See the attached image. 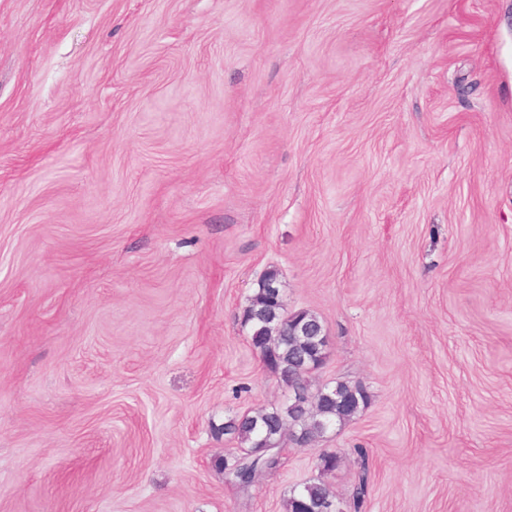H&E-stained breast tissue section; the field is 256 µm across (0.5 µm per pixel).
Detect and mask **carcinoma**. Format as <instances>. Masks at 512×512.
Here are the masks:
<instances>
[{
    "mask_svg": "<svg viewBox=\"0 0 512 512\" xmlns=\"http://www.w3.org/2000/svg\"><path fill=\"white\" fill-rule=\"evenodd\" d=\"M242 326L248 329L249 344L260 353L266 370L288 389L304 392L299 403L234 416L215 428L217 434L246 445L242 454L216 464L226 484L246 493L261 475L279 469L285 436L294 433L302 445L313 444L333 425L366 407L369 394L362 386L341 381L333 387H311L308 375L322 364L325 354L310 330L322 322L309 311L288 315L282 296L271 289L260 286L248 299ZM334 503L336 494L328 484L309 481L292 489L285 512H320Z\"/></svg>",
    "mask_w": 512,
    "mask_h": 512,
    "instance_id": "1",
    "label": "carcinoma"
}]
</instances>
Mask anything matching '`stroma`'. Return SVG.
<instances>
[{
  "label": "stroma",
  "mask_w": 512,
  "mask_h": 512,
  "mask_svg": "<svg viewBox=\"0 0 512 512\" xmlns=\"http://www.w3.org/2000/svg\"><path fill=\"white\" fill-rule=\"evenodd\" d=\"M270 269L370 400L242 493L212 428L288 398L241 325ZM318 479L512 512V0H0V512Z\"/></svg>",
  "instance_id": "stroma-1"
}]
</instances>
